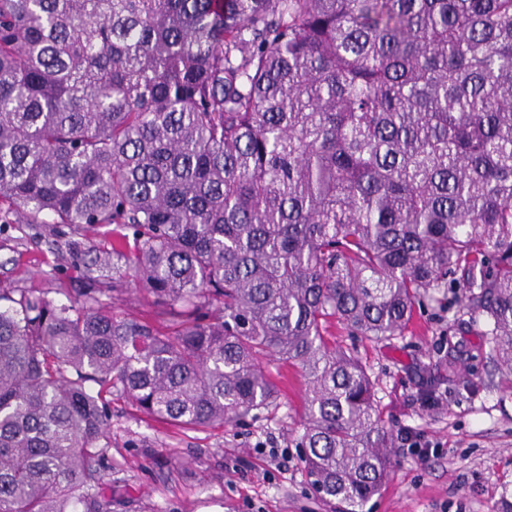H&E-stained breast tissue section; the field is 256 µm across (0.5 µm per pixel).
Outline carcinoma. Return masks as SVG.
Listing matches in <instances>:
<instances>
[{
	"label": "carcinoma",
	"mask_w": 512,
	"mask_h": 512,
	"mask_svg": "<svg viewBox=\"0 0 512 512\" xmlns=\"http://www.w3.org/2000/svg\"><path fill=\"white\" fill-rule=\"evenodd\" d=\"M0 205L85 260L63 301L0 288V512H112L110 400L240 422L265 357L304 373L313 492L356 512L399 432L329 320L385 341L457 290L512 375V0H0ZM102 224L134 250L76 237ZM116 257L166 324L103 303Z\"/></svg>",
	"instance_id": "obj_1"
}]
</instances>
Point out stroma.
<instances>
[{"instance_id": "stroma-1", "label": "stroma", "mask_w": 512, "mask_h": 512, "mask_svg": "<svg viewBox=\"0 0 512 512\" xmlns=\"http://www.w3.org/2000/svg\"><path fill=\"white\" fill-rule=\"evenodd\" d=\"M79 267L57 259L44 225L9 215L0 226V285L65 288ZM447 314L415 312L402 335L373 343L331 321L327 336L367 367L386 420L422 434L437 452L418 459L395 450L381 491L362 512H494L512 489V377L483 348L480 326L459 334L457 373L478 372L471 390L449 396L426 413L412 401L419 375L433 369ZM280 389L275 406L224 427L180 429L151 422L123 401L113 402L108 440L114 512H332L314 497L299 450L305 377L300 368L264 359ZM278 459H271L270 450Z\"/></svg>"}]
</instances>
